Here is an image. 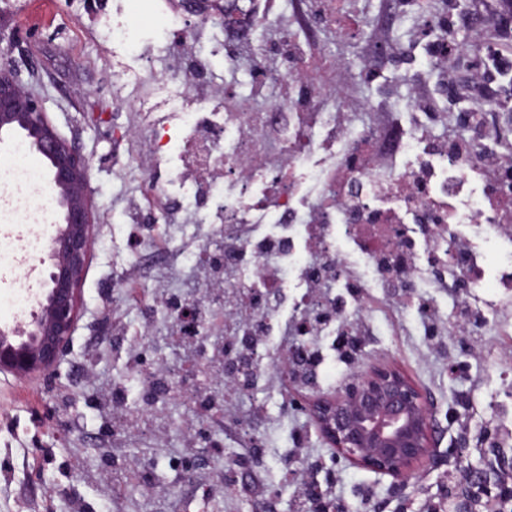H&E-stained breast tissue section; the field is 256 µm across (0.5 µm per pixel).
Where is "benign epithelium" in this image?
<instances>
[{
  "label": "benign epithelium",
  "mask_w": 512,
  "mask_h": 512,
  "mask_svg": "<svg viewBox=\"0 0 512 512\" xmlns=\"http://www.w3.org/2000/svg\"><path fill=\"white\" fill-rule=\"evenodd\" d=\"M11 42L0 40V141L21 131L48 164L60 216L38 264L48 269L43 301L29 321L0 324V373L51 379L71 353L80 287L97 239L89 199V162L63 139L42 101L13 75ZM321 432L338 452L398 482L432 458V418L422 394L398 369L381 367L350 380L313 405Z\"/></svg>",
  "instance_id": "obj_1"
}]
</instances>
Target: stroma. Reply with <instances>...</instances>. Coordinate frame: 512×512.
Wrapping results in <instances>:
<instances>
[{"label": "stroma", "instance_id": "1", "mask_svg": "<svg viewBox=\"0 0 512 512\" xmlns=\"http://www.w3.org/2000/svg\"><path fill=\"white\" fill-rule=\"evenodd\" d=\"M457 17L448 30L465 50L453 65L454 89H445L438 70L425 61L427 42L420 19L402 0L392 27L378 31L382 0H347L354 14L352 39L326 28L317 51L323 59L342 58L330 73L381 112L411 111L410 94L420 87L441 112L476 108L472 63L483 37L461 25L470 0H454ZM64 0H23L19 20L0 17V34L13 38L14 72L41 98L58 132L88 159L97 243L82 286L81 308L71 354L53 380L25 382L0 374V512H312L306 486H327V499L345 512H483L466 496L465 473L477 466L512 473V343L495 326L480 335L459 336L448 329L463 298L451 288H422L443 327L426 336L415 302L398 289H373L369 307L353 309L367 320L368 334L351 363L330 351V337H314L325 360L313 381L292 376L284 348L300 337H274V364L254 386L224 397V415L202 414L193 398L148 406L144 386L128 362L131 351L148 361L166 362L198 388L217 378L193 350L175 337L173 323L154 314L155 299L172 290L200 296L210 282L207 270L181 256L205 243L220 242L210 224L168 227L165 245L148 240L138 254L127 246L124 212L129 202L149 197L132 173L135 153L117 152L113 129L134 125L125 89L110 73L112 54L101 39L82 38L60 24ZM397 47L395 66L375 81L364 76L363 45ZM151 325L146 341L119 339V323ZM470 364L468 374L449 373L453 362ZM377 365L401 371L426 397L434 420L436 464L420 465L406 484L352 464L332 448L317 428L313 403L353 375ZM494 442L477 445L482 430ZM207 454L209 463L184 477L176 463L187 450ZM260 450L262 464L237 472V486H224V459Z\"/></svg>", "mask_w": 512, "mask_h": 512}]
</instances>
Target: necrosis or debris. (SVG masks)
I'll return each mask as SVG.
<instances>
[{
	"label": "necrosis or debris",
	"mask_w": 512,
	"mask_h": 512,
	"mask_svg": "<svg viewBox=\"0 0 512 512\" xmlns=\"http://www.w3.org/2000/svg\"><path fill=\"white\" fill-rule=\"evenodd\" d=\"M288 31L273 44L264 35L278 15L256 0L248 11L226 9L216 51L234 70L251 48L253 92L283 81L288 91L256 105L235 82L212 98L211 67L179 55L171 66L140 81L133 98L139 124L126 130L151 137L143 166L152 203L141 209L130 246L161 224L224 227V245L193 254L217 274L224 292V327L243 346L250 364L263 360L255 337L278 335L272 298L291 303L290 329L298 336H332L343 328L353 300L372 288H454L482 308L512 313V150L498 128L481 118L439 112H394L387 126L371 118L353 89L332 85L315 58L316 24H328L335 0H291ZM154 18L152 41L167 49L180 15L171 0H137ZM281 70H273L269 56ZM480 88L512 92V60L482 52L475 62ZM355 102L352 112H331L329 98ZM447 120L448 137L428 128ZM13 160L0 168V224L20 223L37 208L55 222L48 174L28 162L16 142ZM270 224L271 234L249 226ZM501 246L487 262L488 242Z\"/></svg>",
	"instance_id": "obj_1"
}]
</instances>
